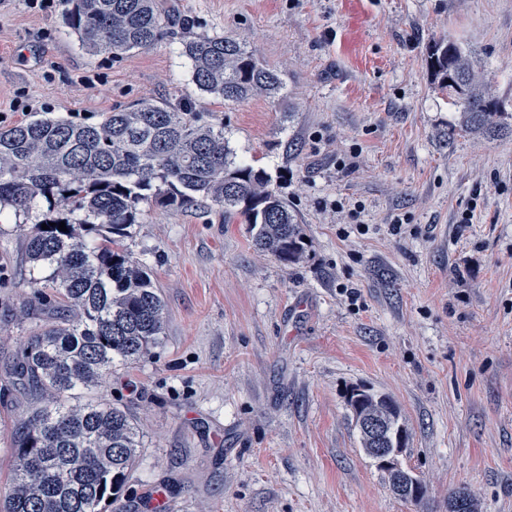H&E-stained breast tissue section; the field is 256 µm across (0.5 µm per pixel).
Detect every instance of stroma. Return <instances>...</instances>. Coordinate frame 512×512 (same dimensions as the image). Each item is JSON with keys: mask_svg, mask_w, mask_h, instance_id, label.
I'll list each match as a JSON object with an SVG mask.
<instances>
[{"mask_svg": "<svg viewBox=\"0 0 512 512\" xmlns=\"http://www.w3.org/2000/svg\"><path fill=\"white\" fill-rule=\"evenodd\" d=\"M173 33L91 55L64 8L0 0V128L49 114L98 123L142 99L224 125L264 169L307 244L257 249L242 216L155 204L126 245L152 274L165 333L98 391L132 414L142 451L114 512H512V0H160ZM231 37L277 69L279 100L201 93L182 33ZM450 39L507 112L464 124L432 74ZM469 222H462V215ZM32 220L0 211V384L40 320ZM389 396L419 507L365 453L346 392ZM0 406V492L28 393Z\"/></svg>", "mask_w": 512, "mask_h": 512, "instance_id": "35a3bbf8", "label": "stroma"}]
</instances>
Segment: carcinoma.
I'll return each mask as SVG.
<instances>
[{
    "label": "carcinoma",
    "mask_w": 512,
    "mask_h": 512,
    "mask_svg": "<svg viewBox=\"0 0 512 512\" xmlns=\"http://www.w3.org/2000/svg\"><path fill=\"white\" fill-rule=\"evenodd\" d=\"M66 3V25L90 53L146 49L171 27L158 0ZM180 55L200 91L228 102L274 100L283 88L277 71L233 39L188 37ZM430 63L466 124L497 125L503 105L458 44L435 43ZM38 199L47 209L29 227L25 253L32 270L50 269L36 279L39 300L76 314L43 320L14 361L11 375L35 402L11 433L16 464L0 512H108V499L126 495L141 439L124 405L92 393L116 363L143 357L165 327L158 288L125 244L143 205L208 200L243 216L255 245L285 264L303 257L305 237L268 173L236 160L224 127L156 100L98 124L40 116L0 129V208L28 215ZM62 221L65 232L56 227Z\"/></svg>",
    "instance_id": "obj_1"
}]
</instances>
